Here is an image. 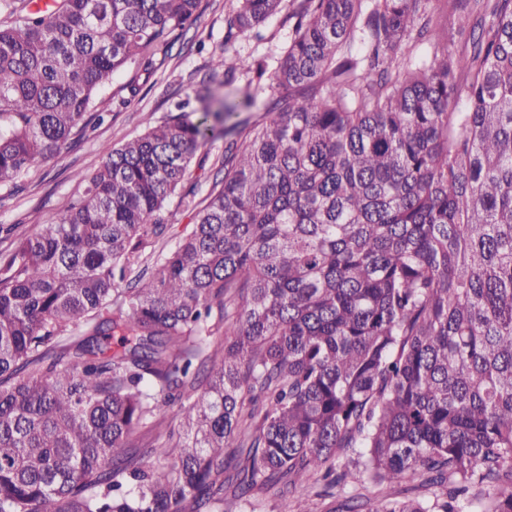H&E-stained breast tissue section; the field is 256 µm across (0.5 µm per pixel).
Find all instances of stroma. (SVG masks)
<instances>
[{
  "mask_svg": "<svg viewBox=\"0 0 512 512\" xmlns=\"http://www.w3.org/2000/svg\"><path fill=\"white\" fill-rule=\"evenodd\" d=\"M237 0H201L200 19L191 34L195 49L168 58L156 57L155 73L141 94L123 103V85L131 71L114 76L98 95L94 109L104 113L103 123L88 122L72 135L56 157L37 160L17 180L16 186H0V224L11 225V233L0 234V251L15 239L38 232L52 222L68 201L78 196L86 178L103 162L105 150L143 133L150 124L169 116L177 101L195 96L209 77L213 59L222 52L248 59H265L277 67L283 59L291 26L286 12L271 17L263 27L264 40L237 38L225 44L224 18ZM254 497L261 512H333L337 499L297 495L279 490L258 491Z\"/></svg>",
  "mask_w": 512,
  "mask_h": 512,
  "instance_id": "obj_1",
  "label": "stroma"
}]
</instances>
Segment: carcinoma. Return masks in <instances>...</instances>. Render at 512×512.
<instances>
[{
    "label": "carcinoma",
    "instance_id": "obj_1",
    "mask_svg": "<svg viewBox=\"0 0 512 512\" xmlns=\"http://www.w3.org/2000/svg\"><path fill=\"white\" fill-rule=\"evenodd\" d=\"M239 0L224 43L288 8L224 178L190 230L120 283L218 136L215 97L106 150L57 219L0 252V512H224V489L345 512H512V0ZM200 0L10 5L0 21V185L58 156L116 73H151ZM269 93L265 108L258 94ZM200 117H195L196 112ZM182 406L179 452L140 447ZM232 449L224 456V449ZM445 489L425 505L392 489ZM441 15L447 22L449 48L457 54L466 52L469 45L470 25H461L457 13L451 9H448V15L445 10L441 11ZM318 484L313 485L307 495L291 494L288 491L280 492L279 490L270 491H254L255 500L259 503L258 512H332L337 507L342 497H339L336 488V498L315 496V492L319 491Z\"/></svg>",
    "mask_w": 512,
    "mask_h": 512
}]
</instances>
